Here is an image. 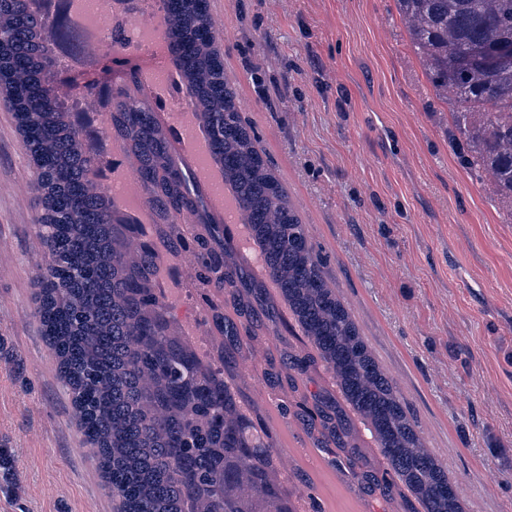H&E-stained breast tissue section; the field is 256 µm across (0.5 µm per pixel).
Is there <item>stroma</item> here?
Segmentation results:
<instances>
[{
  "mask_svg": "<svg viewBox=\"0 0 512 512\" xmlns=\"http://www.w3.org/2000/svg\"><path fill=\"white\" fill-rule=\"evenodd\" d=\"M224 70L318 248L325 271L463 512H512V210L471 177L448 142V110L395 0H219ZM33 167L0 104V512H113L56 356L33 314L39 263ZM252 324L225 295L239 337H219L224 379L259 434L266 395L289 423L341 394L281 295ZM298 369H289L291 360ZM354 445L330 444L332 472L277 449L273 477L294 512H422L396 484L357 481L386 461L351 409Z\"/></svg>",
  "mask_w": 512,
  "mask_h": 512,
  "instance_id": "35a3bbf8",
  "label": "stroma"
}]
</instances>
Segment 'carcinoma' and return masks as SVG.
Returning a JSON list of instances; mask_svg holds the SVG:
<instances>
[{"label": "carcinoma", "instance_id": "carcinoma-1", "mask_svg": "<svg viewBox=\"0 0 512 512\" xmlns=\"http://www.w3.org/2000/svg\"><path fill=\"white\" fill-rule=\"evenodd\" d=\"M435 95L453 106L452 142L470 174L491 179L512 208V0H396ZM164 33L205 126L224 183L260 245L269 276L302 333L320 351L345 401L366 423L398 479L424 512H461L450 481L336 295L306 225L241 116L224 54L211 32L209 0H162ZM33 0H0V98L14 112L33 164L40 206L35 315L58 359L84 440L117 502L116 512H294L270 474L274 445L254 433L222 372L176 335L166 304L145 278L153 255L120 244L108 199L84 176L94 165L52 89L56 60ZM489 50L491 67L457 66ZM112 128L130 144L134 176L174 249L192 243L193 276L221 297L244 292L255 323L276 309L213 222L207 198L172 153L154 109L126 86ZM194 217L185 227L182 213ZM221 334L239 336L212 302ZM330 434L347 445L339 416Z\"/></svg>", "mask_w": 512, "mask_h": 512}]
</instances>
